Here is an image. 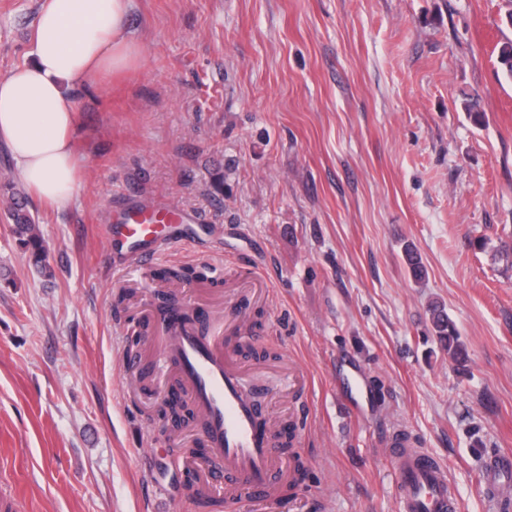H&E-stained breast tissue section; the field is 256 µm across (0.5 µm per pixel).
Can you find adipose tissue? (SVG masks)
I'll return each instance as SVG.
<instances>
[{"instance_id":"1","label":"adipose tissue","mask_w":512,"mask_h":512,"mask_svg":"<svg viewBox=\"0 0 512 512\" xmlns=\"http://www.w3.org/2000/svg\"><path fill=\"white\" fill-rule=\"evenodd\" d=\"M132 0H43L31 62L0 78V140L38 201L66 204L78 186L77 103L72 91L140 59L126 31Z\"/></svg>"}]
</instances>
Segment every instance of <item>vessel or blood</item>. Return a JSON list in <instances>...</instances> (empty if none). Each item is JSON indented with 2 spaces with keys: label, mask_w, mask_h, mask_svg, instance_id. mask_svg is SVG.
<instances>
[{
  "label": "vessel or blood",
  "mask_w": 512,
  "mask_h": 512,
  "mask_svg": "<svg viewBox=\"0 0 512 512\" xmlns=\"http://www.w3.org/2000/svg\"><path fill=\"white\" fill-rule=\"evenodd\" d=\"M189 212L158 199L133 200L106 218V238L119 254V270L128 272L160 260L173 246L193 247L192 237L179 226ZM165 324L173 329L171 342L156 363L177 364L182 392L202 415L204 440L209 448L211 483L226 486V501L238 490L269 499L277 495L280 453L269 430L254 417L241 395L238 371L229 356V336H206L183 325L181 308L163 309ZM398 489L402 512H460L448 483L446 468L429 453L398 439ZM512 474V456L487 455L483 470L485 490L498 492Z\"/></svg>",
  "instance_id": "b4317fda"
}]
</instances>
